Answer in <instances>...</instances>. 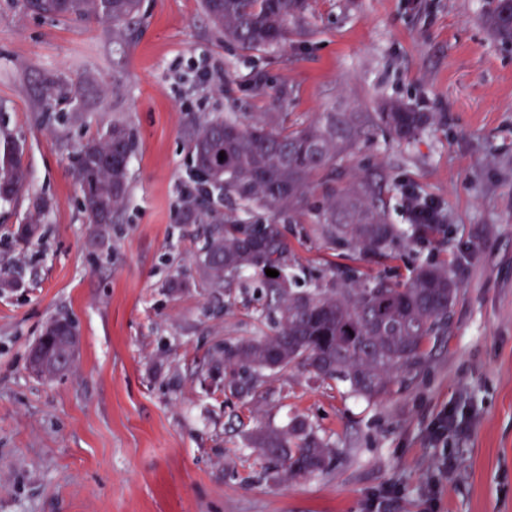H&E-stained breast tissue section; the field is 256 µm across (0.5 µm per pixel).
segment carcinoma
<instances>
[{"instance_id":"cac0c4a2","label":"carcinoma","mask_w":512,"mask_h":512,"mask_svg":"<svg viewBox=\"0 0 512 512\" xmlns=\"http://www.w3.org/2000/svg\"><path fill=\"white\" fill-rule=\"evenodd\" d=\"M23 6L51 20H97L119 33L131 30L140 12V0H23ZM203 8L224 38L243 50L263 51L288 39L307 0H203ZM486 24L499 39L512 42V5L503 0ZM34 91L47 109L74 94L59 77L39 80ZM428 124L427 113L402 104L388 105L373 118L328 112L295 129L260 117L245 123L235 114L195 124L190 143L196 173L181 211L185 221L203 225L198 285L214 291L254 289L250 313L269 328L260 336L228 338L214 347L212 357L224 364V390L246 398L263 378L305 367L324 382L340 381L350 393L375 400L425 363L427 343L448 332L459 292L447 265L422 264L403 283L368 282L349 266L310 273L302 283L294 273L297 259L286 232L305 217L310 232L325 245L344 247L362 259L391 257L404 241H424L437 232L433 220L438 215L425 198L412 212L413 223H390L373 180L365 176L343 190L327 184L323 204L310 202L314 177L369 141L373 128L409 142ZM134 146L129 128L118 121L78 146L81 208L90 223L101 226V238L128 195ZM27 177L22 147L3 136L0 200L17 198ZM226 199L244 207L246 216L224 215ZM48 208L45 200L32 203L17 228L21 240L36 232ZM267 268L279 275L267 276ZM255 444L289 478L323 470L331 455L328 444L303 420L283 431L261 433Z\"/></svg>"}]
</instances>
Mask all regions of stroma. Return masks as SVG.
<instances>
[{"label":"stroma","instance_id":"obj_1","mask_svg":"<svg viewBox=\"0 0 512 512\" xmlns=\"http://www.w3.org/2000/svg\"><path fill=\"white\" fill-rule=\"evenodd\" d=\"M494 0H309L300 34L244 51L212 27L202 0H141L127 43L110 25L71 24L0 0V133L23 145L28 180L0 202V512H512V42L485 23ZM58 76L75 104L41 119L35 83ZM432 115L411 143L375 132L340 157L332 184L374 173L391 222L408 189L444 209L439 231L398 258L360 262L395 283L447 261L459 284L446 336L387 397L293 369L256 400L224 391L211 348L258 326L223 293L197 288L200 227L179 213L190 182L187 132L218 113L372 115L388 103ZM120 120L132 130L122 217L97 244L75 177L80 141ZM38 236L16 230L34 199ZM305 271L345 264L288 227ZM184 285L171 288L174 277ZM71 321V369L35 375L32 347ZM454 407L461 432L430 437ZM301 418L332 447L325 470L286 478L254 448Z\"/></svg>","mask_w":512,"mask_h":512}]
</instances>
